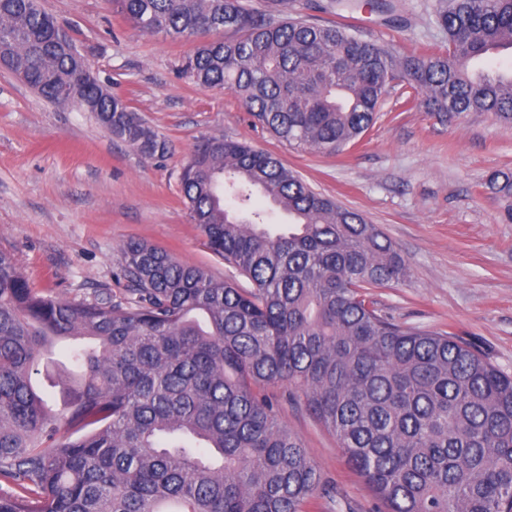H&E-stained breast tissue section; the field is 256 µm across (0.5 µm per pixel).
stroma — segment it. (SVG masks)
I'll return each mask as SVG.
<instances>
[{
	"mask_svg": "<svg viewBox=\"0 0 512 512\" xmlns=\"http://www.w3.org/2000/svg\"><path fill=\"white\" fill-rule=\"evenodd\" d=\"M390 2L391 15L365 10L349 21L381 45L445 49L431 0ZM41 6L69 29L112 93L165 137L169 151L145 158L78 105L43 100L0 68V249L14 254L32 287L72 301L99 288L120 294L121 247L130 240L216 278L235 277L191 222L180 186L193 145L227 135L277 154L316 191L379 225L409 268L405 282L372 289L383 314L450 332L512 374V220L505 216L512 202L490 184L495 172H512V120L476 112L445 120L406 107L410 87L397 80L358 144L331 157L298 151L255 127L230 91L194 84L183 66L195 41L140 33L110 0ZM69 367L64 345L41 357L36 381L49 405L60 406L52 382ZM269 392L331 490L308 512H383L335 436L287 401V383Z\"/></svg>",
	"mask_w": 512,
	"mask_h": 512,
	"instance_id": "stroma-1",
	"label": "stroma"
}]
</instances>
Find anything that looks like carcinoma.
<instances>
[{"mask_svg": "<svg viewBox=\"0 0 512 512\" xmlns=\"http://www.w3.org/2000/svg\"><path fill=\"white\" fill-rule=\"evenodd\" d=\"M143 33L199 41L184 71L233 92L294 149L342 153L397 77L440 117L512 118V0H434L444 53H400L269 0H113ZM382 3L330 0L352 13ZM39 0H0V63L39 96L79 103L146 158L168 143L72 54ZM191 220L250 287L132 240L120 296L70 301L31 286L0 249V512H305L329 494L266 389L286 381L336 436L384 512H512V375L451 333L404 326L367 291L408 277L376 224L312 189L269 151L198 141L182 168ZM288 231H277V214ZM69 351L59 408L32 383Z\"/></svg>", "mask_w": 512, "mask_h": 512, "instance_id": "cac0c4a2", "label": "carcinoma"}]
</instances>
